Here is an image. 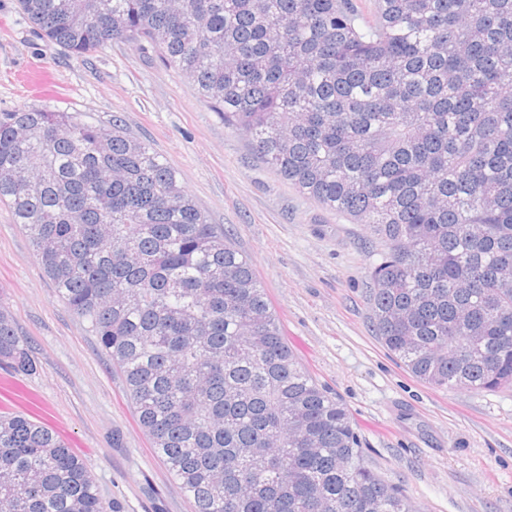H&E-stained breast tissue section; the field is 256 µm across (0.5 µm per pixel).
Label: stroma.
<instances>
[{"mask_svg": "<svg viewBox=\"0 0 512 512\" xmlns=\"http://www.w3.org/2000/svg\"><path fill=\"white\" fill-rule=\"evenodd\" d=\"M47 73L32 91L27 74ZM46 108L120 122L248 256L299 361L342 400L366 464L419 512H512V388L440 389L414 377L373 325L370 229L299 193L159 55L115 41L83 57L42 38L17 0H0V112ZM0 306L35 372L0 408L45 423L84 460L110 512H192L138 426L121 376L62 302L23 225L0 205Z\"/></svg>", "mask_w": 512, "mask_h": 512, "instance_id": "1", "label": "stroma"}]
</instances>
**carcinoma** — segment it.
<instances>
[{"mask_svg":"<svg viewBox=\"0 0 512 512\" xmlns=\"http://www.w3.org/2000/svg\"><path fill=\"white\" fill-rule=\"evenodd\" d=\"M76 56L148 44L280 176L383 249L381 341L436 388L512 387V0H18ZM0 202L124 378L194 512H416L284 339L248 258L116 122L0 113ZM35 360L0 307V365ZM0 512H105L0 411Z\"/></svg>","mask_w":512,"mask_h":512,"instance_id":"1","label":"carcinoma"}]
</instances>
